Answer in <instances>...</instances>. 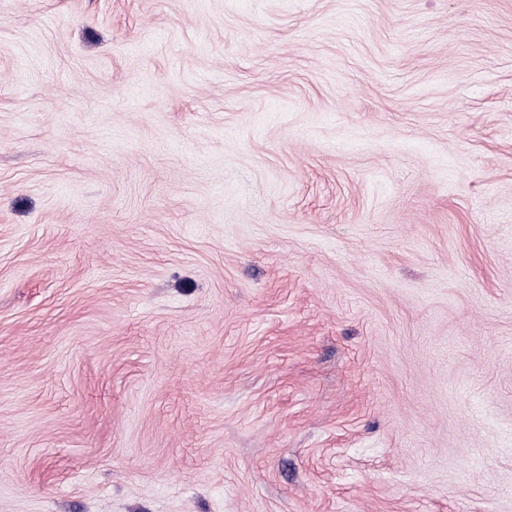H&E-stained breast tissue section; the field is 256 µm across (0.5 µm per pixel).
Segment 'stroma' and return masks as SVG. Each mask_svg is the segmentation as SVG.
Returning a JSON list of instances; mask_svg holds the SVG:
<instances>
[{"label":"stroma","mask_w":512,"mask_h":512,"mask_svg":"<svg viewBox=\"0 0 512 512\" xmlns=\"http://www.w3.org/2000/svg\"><path fill=\"white\" fill-rule=\"evenodd\" d=\"M0 512H512V0H0Z\"/></svg>","instance_id":"1"}]
</instances>
